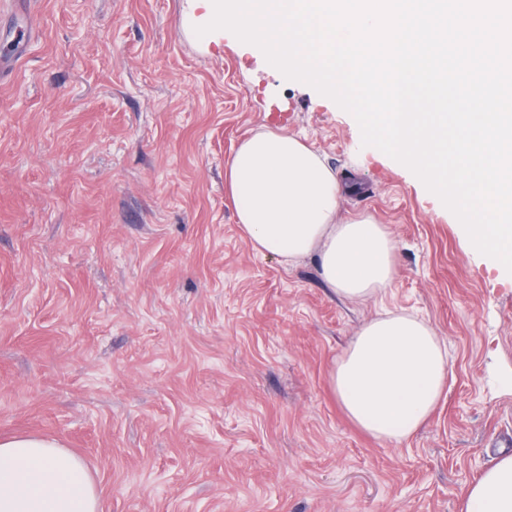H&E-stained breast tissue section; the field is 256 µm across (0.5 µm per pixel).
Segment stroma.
I'll use <instances>...</instances> for the list:
<instances>
[{"label": "stroma", "mask_w": 512, "mask_h": 512, "mask_svg": "<svg viewBox=\"0 0 512 512\" xmlns=\"http://www.w3.org/2000/svg\"><path fill=\"white\" fill-rule=\"evenodd\" d=\"M193 28L185 0L0 10V438L81 456L103 512H459L512 440V273L332 99ZM275 128L357 183L343 216L390 232L381 301L243 238L225 164ZM383 307L430 321L452 366L399 444L330 385Z\"/></svg>", "instance_id": "obj_1"}]
</instances>
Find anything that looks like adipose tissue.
<instances>
[{"mask_svg": "<svg viewBox=\"0 0 512 512\" xmlns=\"http://www.w3.org/2000/svg\"><path fill=\"white\" fill-rule=\"evenodd\" d=\"M243 236L283 264L317 254L320 273L352 301L383 295L396 274V245L372 217L345 218L335 170L299 137L252 134L225 166ZM451 372L446 344L417 315L382 310L334 361L332 390L372 437L407 441L435 410ZM0 512H101L93 475L59 442L0 439ZM461 512H512V452H501L468 486Z\"/></svg>", "mask_w": 512, "mask_h": 512, "instance_id": "1", "label": "adipose tissue"}]
</instances>
